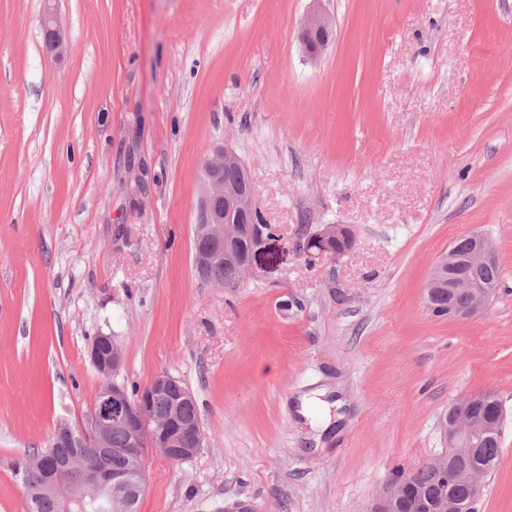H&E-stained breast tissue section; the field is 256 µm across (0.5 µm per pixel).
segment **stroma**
<instances>
[{
    "label": "stroma",
    "mask_w": 512,
    "mask_h": 512,
    "mask_svg": "<svg viewBox=\"0 0 512 512\" xmlns=\"http://www.w3.org/2000/svg\"><path fill=\"white\" fill-rule=\"evenodd\" d=\"M336 19L319 63L298 40ZM0 0V512L14 464L118 383L192 392L193 459L150 456L138 512H369L441 454L457 398L500 399L476 512H512V0ZM245 162L272 233L256 273L201 280L206 152ZM354 248L308 262L304 230ZM479 231L501 277L480 316L434 315L438 256ZM52 2L45 1V7L40 19V27L43 32L44 42L47 45V54L53 60H62L69 48V33L61 23ZM354 244L355 239L349 228L341 224H325L322 228L303 235L297 249L309 259L337 260L349 252Z\"/></svg>",
    "instance_id": "35a3bbf8"
}]
</instances>
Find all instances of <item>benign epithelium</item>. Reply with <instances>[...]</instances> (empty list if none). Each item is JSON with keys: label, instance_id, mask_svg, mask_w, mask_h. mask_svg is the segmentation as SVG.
Masks as SVG:
<instances>
[{"label": "benign epithelium", "instance_id": "benign-epithelium-1", "mask_svg": "<svg viewBox=\"0 0 512 512\" xmlns=\"http://www.w3.org/2000/svg\"><path fill=\"white\" fill-rule=\"evenodd\" d=\"M54 0H45L40 19L47 54L56 61L62 60L69 48V33L61 23L53 6ZM336 28L335 17L317 10L307 13L299 27V40L310 60L317 62L329 45ZM245 168V163L228 146L217 145L210 149L204 160L202 212L198 223L203 228L195 239V269L199 277L206 276L213 263L210 245L224 242V225L249 224L256 209L252 185H239L232 176ZM215 199L224 200V216L216 215L210 208ZM250 247L239 264L240 274L255 273L254 258L262 235L249 232ZM469 248L465 261L472 267L498 265V251L494 242L480 232L468 236ZM355 239L349 228L341 224H325L322 228L303 235L297 249L309 259L337 260L349 252ZM459 257L454 248H449L434 263L435 273L427 283V300L435 308L433 299L443 280H448V290L459 298V304L451 316L466 320L483 313L491 298L492 289L478 285L464 276L451 275ZM92 366L102 370L104 382L99 397L91 407L79 428L60 425L54 431L49 445L34 460L33 468L17 472L23 486L31 483L30 475L38 476V494L49 495L56 500L58 512H84L86 504L100 505L103 498L113 492L133 488L140 497L147 487L146 467L141 466L128 474L112 466L107 455L126 462H139L153 452L162 454L170 461H188L201 450L203 434L196 424L185 423L181 431L173 433L166 429V419L152 414L148 399L156 393L178 389V402L192 399V395L178 386L177 379L166 372L157 374L135 401L127 397L125 387L114 381L122 366V355L112 337L97 336L87 351ZM490 400L489 394H477L457 399L443 420V434L448 447L454 450L455 473L466 496L461 500L441 499L435 512H465L468 504L478 501L484 492L485 482L481 473L468 465V459L477 451L483 437L497 432L502 416H481L474 413V405ZM120 427L127 435V447L109 448L107 439L112 428ZM63 448H94L96 459L86 466L77 456L64 455ZM409 482L388 485L371 512H406L405 504Z\"/></svg>", "mask_w": 512, "mask_h": 512}]
</instances>
